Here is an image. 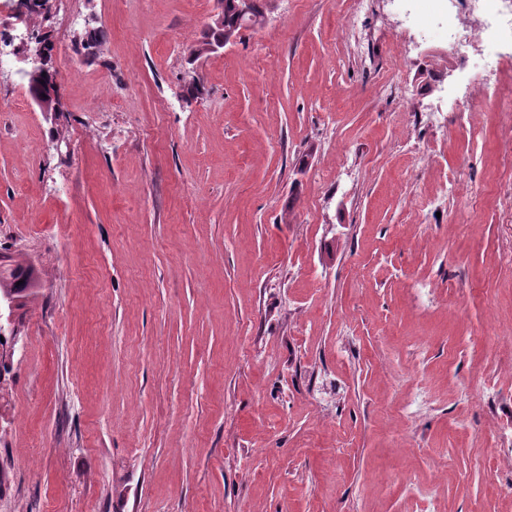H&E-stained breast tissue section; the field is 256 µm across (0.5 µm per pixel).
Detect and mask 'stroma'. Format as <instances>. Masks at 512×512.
<instances>
[{"label":"stroma","instance_id":"1","mask_svg":"<svg viewBox=\"0 0 512 512\" xmlns=\"http://www.w3.org/2000/svg\"><path fill=\"white\" fill-rule=\"evenodd\" d=\"M351 2L271 0L194 66L217 0H57L52 115L0 52V252L42 282L0 512H512V45L487 109L442 28L367 0L346 38ZM105 44L106 40L102 32L94 28L86 30L84 35L76 42L78 49L82 50L85 57L90 61H95L104 54Z\"/></svg>","mask_w":512,"mask_h":512}]
</instances>
